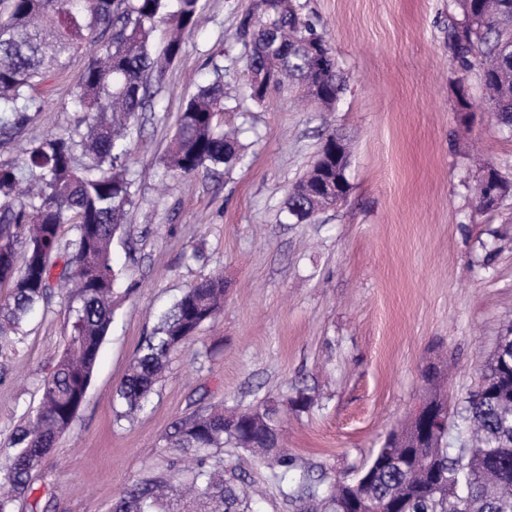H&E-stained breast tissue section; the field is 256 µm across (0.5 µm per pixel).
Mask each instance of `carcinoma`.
Listing matches in <instances>:
<instances>
[{
	"instance_id": "obj_1",
	"label": "carcinoma",
	"mask_w": 512,
	"mask_h": 512,
	"mask_svg": "<svg viewBox=\"0 0 512 512\" xmlns=\"http://www.w3.org/2000/svg\"><path fill=\"white\" fill-rule=\"evenodd\" d=\"M463 16L448 45L464 69L478 67L498 121L512 126V0H457ZM0 0V138L15 141L32 116L44 111L46 85L66 58L90 41L98 45L72 104L92 118L85 134L61 131L26 142L22 158L0 165V346L20 341L19 329L36 308L48 306L54 284L71 285L73 316L65 349L39 381L40 402L11 441L0 463V512H16L28 478L69 429L84 403L99 350L112 320L118 270L112 239L124 224L134 182L124 158L138 113L152 106L150 79L182 52V38L201 21L200 0ZM170 36L161 52L151 46L156 23ZM239 35L268 82H248V97L297 84L302 98L332 109L343 90L336 58L324 36L293 0H259ZM231 97L223 68L191 97L179 115L166 171L208 173L243 161L236 134L217 115ZM88 157L80 167L76 155ZM336 171L335 158L319 154L288 193L286 212L299 221L333 205L320 190ZM70 225L72 237L60 235ZM224 304V278L198 281L145 338L116 393L118 417L147 405L175 350L187 347ZM433 376L419 406L391 431L368 464L363 480H338L323 496L309 471L284 448L283 404L267 399L248 409L209 407L172 426L166 446L191 466L136 481L112 512H244L254 493L213 450L251 452L282 484L300 512H512V326L499 337L482 382L447 414L431 407L444 400Z\"/></svg>"
}]
</instances>
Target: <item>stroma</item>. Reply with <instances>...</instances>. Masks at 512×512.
Returning <instances> with one entry per match:
<instances>
[{
  "mask_svg": "<svg viewBox=\"0 0 512 512\" xmlns=\"http://www.w3.org/2000/svg\"><path fill=\"white\" fill-rule=\"evenodd\" d=\"M332 48L345 91L333 111L298 92L262 103L241 97L221 126L241 128L245 155L231 171L166 174L163 159L185 103L213 65L245 89L237 36L257 0H201L204 21L153 82L126 164L137 193L112 241L121 270L87 398L71 428L32 471L18 512H111L115 497L179 453L173 423L213 404L246 407L306 390L287 411L288 450L322 489L355 478L423 394L421 374L444 365L459 402L512 323V199L480 207L485 167L512 175V129L500 125L478 68L448 51L456 0H298ZM95 44L48 83L45 110L25 138L85 129L70 93ZM469 102L460 112L459 97ZM349 139V192L315 220L281 209L330 133ZM224 275V308L176 351L145 409L117 419L115 391L158 316L193 284ZM68 301L57 288L20 343L0 347V453L40 399L38 383L64 349ZM224 462L262 491L253 512H297L256 457Z\"/></svg>",
  "mask_w": 512,
  "mask_h": 512,
  "instance_id": "35a3bbf8",
  "label": "stroma"
}]
</instances>
